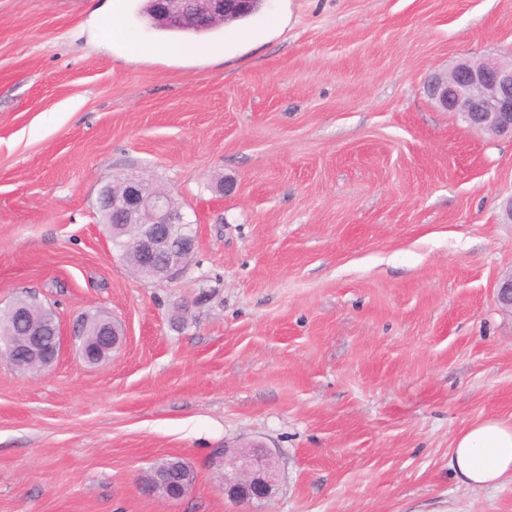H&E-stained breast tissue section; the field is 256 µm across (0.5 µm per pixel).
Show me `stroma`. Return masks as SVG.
I'll list each match as a JSON object with an SVG mask.
<instances>
[{"mask_svg":"<svg viewBox=\"0 0 512 512\" xmlns=\"http://www.w3.org/2000/svg\"><path fill=\"white\" fill-rule=\"evenodd\" d=\"M142 0H0V307L57 316L54 366L0 358V512H512L450 448L512 425V139L425 79L512 54V0H263L208 56ZM120 16L139 52L99 43ZM145 177L197 238L178 279L128 270L100 189ZM235 184L232 193L221 190ZM121 322L103 366L73 334ZM260 442L278 486L225 496L215 449ZM177 457L180 500L143 481Z\"/></svg>","mask_w":512,"mask_h":512,"instance_id":"35a3bbf8","label":"stroma"}]
</instances>
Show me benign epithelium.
I'll list each match as a JSON object with an SVG mask.
<instances>
[{
  "label": "benign epithelium",
  "instance_id": "7a95c632",
  "mask_svg": "<svg viewBox=\"0 0 512 512\" xmlns=\"http://www.w3.org/2000/svg\"><path fill=\"white\" fill-rule=\"evenodd\" d=\"M156 17L176 25L217 22L252 9L253 0H152ZM429 97L441 110L459 115L469 128L494 136L512 137V56L488 58L480 63L458 61L448 72L432 75L426 84ZM100 209H108L123 224L139 225L137 253L142 271L164 257L162 273L173 279L183 272L196 249L191 231L183 232L184 217L165 196H148L143 182L128 178L119 187L108 184L99 194ZM498 304L512 310V275L497 288ZM18 306L0 308V354L17 364L16 354L26 352L39 370L50 369L60 351L61 338L45 339L43 329L55 323L51 317L33 324L27 335L15 333ZM79 350L90 365H103L119 346V326L107 316L86 319L77 329ZM224 468V495L242 503L261 502L274 493L277 474L273 454L262 444L249 450L228 448L217 456Z\"/></svg>",
  "mask_w": 512,
  "mask_h": 512
}]
</instances>
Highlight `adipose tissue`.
<instances>
[{
  "label": "adipose tissue",
  "instance_id": "obj_1",
  "mask_svg": "<svg viewBox=\"0 0 512 512\" xmlns=\"http://www.w3.org/2000/svg\"><path fill=\"white\" fill-rule=\"evenodd\" d=\"M450 467L461 484L472 488L512 476V426L487 418L464 429L453 442Z\"/></svg>",
  "mask_w": 512,
  "mask_h": 512
}]
</instances>
